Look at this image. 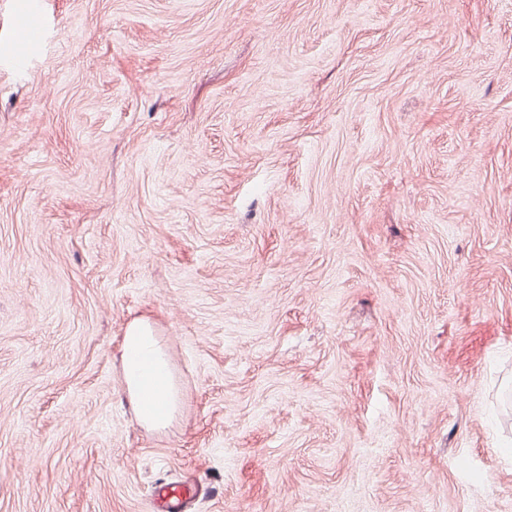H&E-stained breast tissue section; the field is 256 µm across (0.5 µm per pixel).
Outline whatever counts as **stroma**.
<instances>
[{
    "label": "stroma",
    "mask_w": 512,
    "mask_h": 512,
    "mask_svg": "<svg viewBox=\"0 0 512 512\" xmlns=\"http://www.w3.org/2000/svg\"><path fill=\"white\" fill-rule=\"evenodd\" d=\"M42 2L34 52L0 0V512H512V0ZM121 363L126 390L139 423L147 430L167 428L181 407L182 396L174 383L168 356L147 320L138 318L127 325ZM147 390L159 404L153 406L143 401Z\"/></svg>",
    "instance_id": "stroma-1"
}]
</instances>
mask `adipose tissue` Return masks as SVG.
<instances>
[{"label": "adipose tissue", "mask_w": 512, "mask_h": 512, "mask_svg": "<svg viewBox=\"0 0 512 512\" xmlns=\"http://www.w3.org/2000/svg\"><path fill=\"white\" fill-rule=\"evenodd\" d=\"M122 373L139 423L149 430L167 428L181 407L167 354L149 322L132 320L123 338Z\"/></svg>", "instance_id": "ef3b65f1"}]
</instances>
